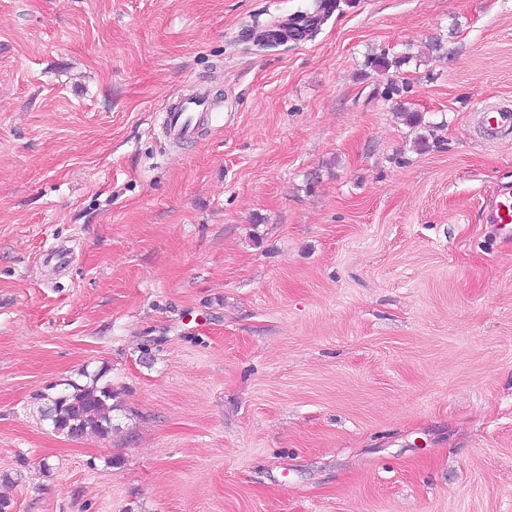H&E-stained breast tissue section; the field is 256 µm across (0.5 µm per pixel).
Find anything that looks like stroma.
<instances>
[{
  "mask_svg": "<svg viewBox=\"0 0 512 512\" xmlns=\"http://www.w3.org/2000/svg\"><path fill=\"white\" fill-rule=\"evenodd\" d=\"M305 2L0 0L11 512H512V135L476 128L512 0L241 40ZM193 81L220 116L175 147ZM101 368L118 430L54 432L40 393ZM485 218L494 226L500 240L512 246V182L499 186L486 205Z\"/></svg>",
  "mask_w": 512,
  "mask_h": 512,
  "instance_id": "35a3bbf8",
  "label": "stroma"
}]
</instances>
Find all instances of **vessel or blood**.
<instances>
[{
  "mask_svg": "<svg viewBox=\"0 0 512 512\" xmlns=\"http://www.w3.org/2000/svg\"><path fill=\"white\" fill-rule=\"evenodd\" d=\"M216 99L209 85L191 84L188 92L175 100L164 115V128L176 143L197 140L211 130L215 120ZM479 120L485 140L493 141L512 133V106L498 104L481 109ZM487 223L492 224L500 240L512 246V182L501 184L485 208Z\"/></svg>",
  "mask_w": 512,
  "mask_h": 512,
  "instance_id": "vessel-or-blood-1",
  "label": "vessel or blood"
}]
</instances>
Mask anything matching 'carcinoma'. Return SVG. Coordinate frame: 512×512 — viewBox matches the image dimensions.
<instances>
[{"instance_id":"1","label":"carcinoma","mask_w":512,"mask_h":512,"mask_svg":"<svg viewBox=\"0 0 512 512\" xmlns=\"http://www.w3.org/2000/svg\"><path fill=\"white\" fill-rule=\"evenodd\" d=\"M339 8V0H312L311 3L288 18V27L269 29L254 24L243 38L261 50L277 48L290 40H300L311 34L325 19ZM98 372L86 382L70 381L63 391L40 394L43 400L41 415L50 421L55 432L68 437L94 435L105 438L118 429L114 412L120 410L118 393Z\"/></svg>"}]
</instances>
